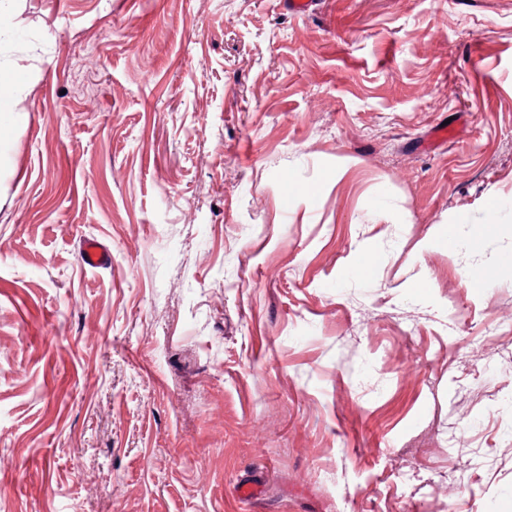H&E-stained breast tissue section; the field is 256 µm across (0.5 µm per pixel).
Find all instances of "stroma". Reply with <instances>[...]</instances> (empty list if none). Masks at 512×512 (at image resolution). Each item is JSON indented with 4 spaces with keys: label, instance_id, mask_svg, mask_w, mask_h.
Segmentation results:
<instances>
[{
    "label": "stroma",
    "instance_id": "35a3bbf8",
    "mask_svg": "<svg viewBox=\"0 0 512 512\" xmlns=\"http://www.w3.org/2000/svg\"><path fill=\"white\" fill-rule=\"evenodd\" d=\"M0 11V512H512V0ZM81 260L85 266L101 268L110 262V253L99 240L86 238L81 244Z\"/></svg>",
    "mask_w": 512,
    "mask_h": 512
}]
</instances>
